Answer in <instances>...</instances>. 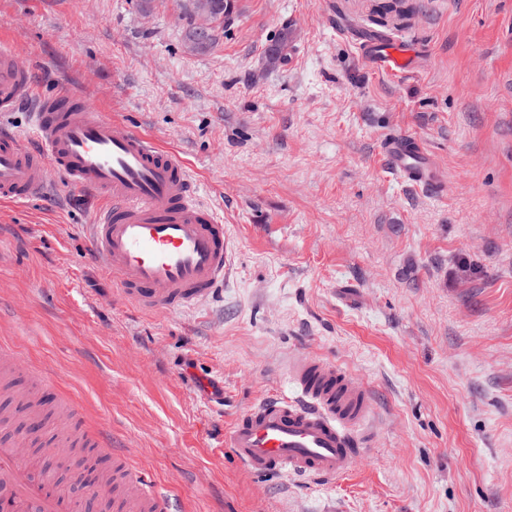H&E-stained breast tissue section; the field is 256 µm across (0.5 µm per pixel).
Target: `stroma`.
Masks as SVG:
<instances>
[{"label": "stroma", "instance_id": "1", "mask_svg": "<svg viewBox=\"0 0 512 512\" xmlns=\"http://www.w3.org/2000/svg\"><path fill=\"white\" fill-rule=\"evenodd\" d=\"M387 2L238 0L198 55L186 0H0L34 94L75 88L176 151L230 246L222 295L145 312L90 254L99 197L52 170L0 203L16 388L76 407L28 461L98 426L172 512H512V0ZM396 137L441 187L390 172ZM302 354L368 390L363 450L339 479L246 473L223 435ZM379 67L391 74H398L410 68L411 54L404 50L380 49L373 56Z\"/></svg>", "mask_w": 512, "mask_h": 512}]
</instances>
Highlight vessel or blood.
<instances>
[{
  "label": "vessel or blood",
  "mask_w": 512,
  "mask_h": 512,
  "mask_svg": "<svg viewBox=\"0 0 512 512\" xmlns=\"http://www.w3.org/2000/svg\"><path fill=\"white\" fill-rule=\"evenodd\" d=\"M391 74L409 69L404 50H378ZM28 69L12 44L0 42V115L31 95ZM393 172L426 185L440 178L423 154L391 140ZM56 168L75 188L97 192L104 204L91 231V253L102 258L121 298L157 312L183 308L215 294L224 279V224L202 204L185 161L122 120L89 111L76 89L34 102L28 137L0 135V201L27 200L48 187ZM289 375L295 396H271L241 414L224 442L246 471H288L342 477L360 452V428L370 414L364 387L332 363L307 355ZM142 512H169L167 499L125 474ZM0 498L8 512H67L65 500L26 465L20 442H0Z\"/></svg>",
  "instance_id": "vessel-or-blood-1"
}]
</instances>
